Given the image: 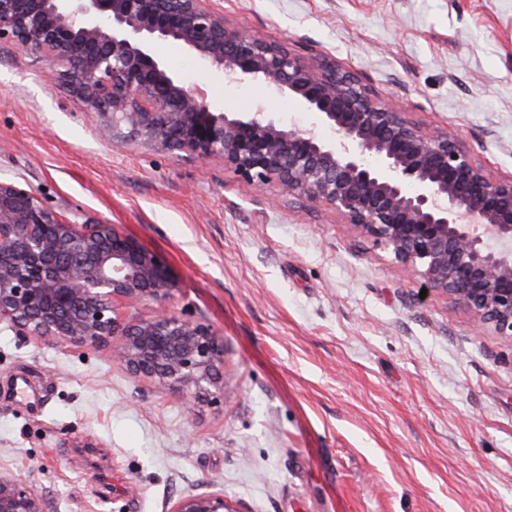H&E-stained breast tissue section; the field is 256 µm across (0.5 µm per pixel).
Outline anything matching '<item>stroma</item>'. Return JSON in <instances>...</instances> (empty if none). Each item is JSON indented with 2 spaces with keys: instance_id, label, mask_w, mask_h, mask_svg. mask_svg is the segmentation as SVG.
Instances as JSON below:
<instances>
[{
  "instance_id": "1",
  "label": "stroma",
  "mask_w": 512,
  "mask_h": 512,
  "mask_svg": "<svg viewBox=\"0 0 512 512\" xmlns=\"http://www.w3.org/2000/svg\"><path fill=\"white\" fill-rule=\"evenodd\" d=\"M256 37L326 59L487 175L512 180V0H213ZM153 53L227 112L267 96L166 41ZM98 113L0 43V177L159 255L167 309L224 339L186 408L111 347L0 325V471L46 512H512V341L334 209L221 160L102 140ZM171 512H236L223 494H196L182 497Z\"/></svg>"
}]
</instances>
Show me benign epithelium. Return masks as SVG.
Segmentation results:
<instances>
[{
  "label": "benign epithelium",
  "instance_id": "1",
  "mask_svg": "<svg viewBox=\"0 0 512 512\" xmlns=\"http://www.w3.org/2000/svg\"><path fill=\"white\" fill-rule=\"evenodd\" d=\"M169 41L222 71L289 94L317 121L285 126L258 100L219 112L150 52ZM45 63L47 76L97 111L99 134L182 152L257 187L327 205L417 272L424 287L512 341V180L489 177L457 140L429 134L353 74L230 25L211 0H0V42ZM330 128L327 139L321 129ZM164 260L113 224L57 215L23 183L0 178V323L75 347H105L136 377L186 404L215 385L224 340L183 313L123 327L121 303L165 302ZM0 512H44L31 487L0 473ZM172 512H237L222 494Z\"/></svg>",
  "mask_w": 512,
  "mask_h": 512
}]
</instances>
